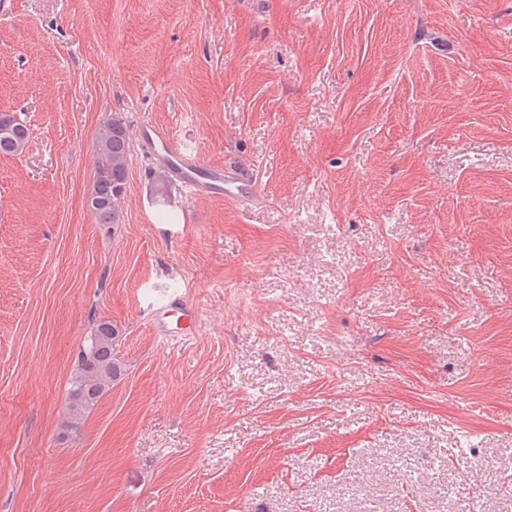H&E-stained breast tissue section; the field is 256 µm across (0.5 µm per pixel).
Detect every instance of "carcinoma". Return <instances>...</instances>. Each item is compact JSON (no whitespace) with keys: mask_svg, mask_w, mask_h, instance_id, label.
<instances>
[{"mask_svg":"<svg viewBox=\"0 0 512 512\" xmlns=\"http://www.w3.org/2000/svg\"><path fill=\"white\" fill-rule=\"evenodd\" d=\"M29 141V131L15 121L0 134V153H23ZM97 162L90 197L98 224L117 227L123 223V202L128 182L131 156L130 136L122 120L106 121L95 138ZM120 339L119 330L110 321L101 319L92 327L78 355L68 390L67 424H80L103 395L122 375V364L115 357Z\"/></svg>","mask_w":512,"mask_h":512,"instance_id":"1","label":"carcinoma"}]
</instances>
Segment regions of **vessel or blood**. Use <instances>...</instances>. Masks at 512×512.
<instances>
[{
    "instance_id": "vessel-or-blood-1",
    "label": "vessel or blood",
    "mask_w": 512,
    "mask_h": 512,
    "mask_svg": "<svg viewBox=\"0 0 512 512\" xmlns=\"http://www.w3.org/2000/svg\"><path fill=\"white\" fill-rule=\"evenodd\" d=\"M141 140L160 162L166 174L192 193L247 203L256 200L259 187L252 175L230 166H214L187 157L167 133L154 125L141 129ZM199 321L197 311L188 309L182 295L170 296L153 315V324L165 336L184 335L186 327Z\"/></svg>"
}]
</instances>
